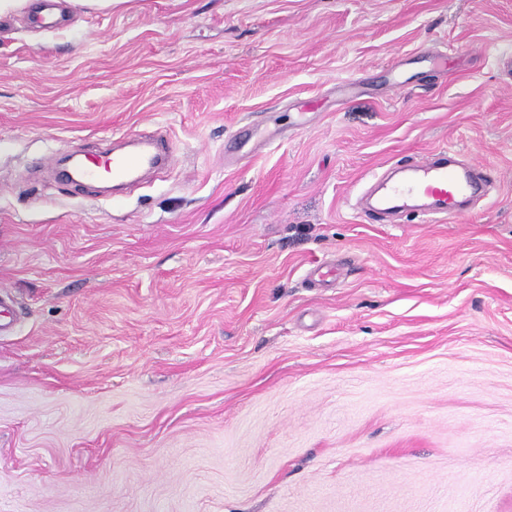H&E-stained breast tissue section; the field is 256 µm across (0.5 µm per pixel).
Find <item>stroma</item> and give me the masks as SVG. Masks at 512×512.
Listing matches in <instances>:
<instances>
[{"instance_id": "35a3bbf8", "label": "stroma", "mask_w": 512, "mask_h": 512, "mask_svg": "<svg viewBox=\"0 0 512 512\" xmlns=\"http://www.w3.org/2000/svg\"><path fill=\"white\" fill-rule=\"evenodd\" d=\"M36 2L0 16V512H512V0ZM131 131L176 165L60 180ZM446 148L485 196L367 221Z\"/></svg>"}]
</instances>
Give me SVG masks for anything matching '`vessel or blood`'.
I'll use <instances>...</instances> for the list:
<instances>
[{
	"label": "vessel or blood",
	"instance_id": "vessel-or-blood-1",
	"mask_svg": "<svg viewBox=\"0 0 512 512\" xmlns=\"http://www.w3.org/2000/svg\"><path fill=\"white\" fill-rule=\"evenodd\" d=\"M135 148L125 153L103 151L90 154L81 161L73 177L79 182H95L110 175L121 183L135 182L141 171L172 166L173 149L159 150L148 136L134 140ZM401 177L381 178L380 195L369 214L385 220L394 212L418 210L423 220L445 221L457 216L465 200L481 194L486 179L478 164L449 160L447 151L403 163Z\"/></svg>",
	"mask_w": 512,
	"mask_h": 512
}]
</instances>
